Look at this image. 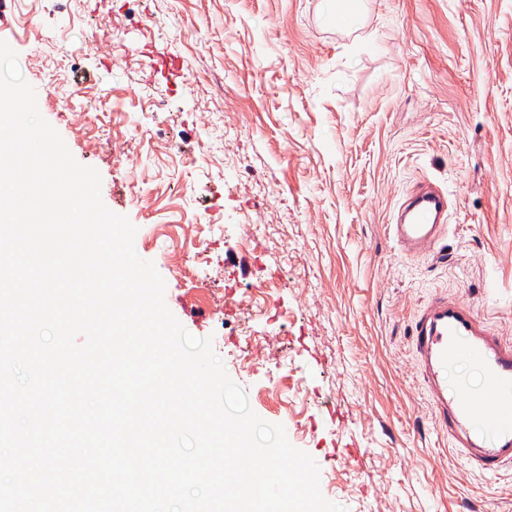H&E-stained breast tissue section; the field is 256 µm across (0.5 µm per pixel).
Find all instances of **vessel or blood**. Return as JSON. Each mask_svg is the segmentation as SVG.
I'll use <instances>...</instances> for the list:
<instances>
[{"label": "vessel or blood", "instance_id": "vessel-or-blood-1", "mask_svg": "<svg viewBox=\"0 0 512 512\" xmlns=\"http://www.w3.org/2000/svg\"><path fill=\"white\" fill-rule=\"evenodd\" d=\"M448 198L421 188L402 203L393 237L402 251L440 255ZM417 357L427 375L432 406L459 455L483 473L512 463V345L486 335L473 311L439 301L413 329ZM468 358L484 375L485 389H449L448 365Z\"/></svg>", "mask_w": 512, "mask_h": 512}]
</instances>
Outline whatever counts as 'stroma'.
Masks as SVG:
<instances>
[{"label": "stroma", "mask_w": 512, "mask_h": 512, "mask_svg": "<svg viewBox=\"0 0 512 512\" xmlns=\"http://www.w3.org/2000/svg\"><path fill=\"white\" fill-rule=\"evenodd\" d=\"M363 4L342 26L322 0H14L0 40L98 170L104 204L136 226L170 311L315 459L325 498L512 512V464L485 475L455 454L412 338L448 300L512 344V0ZM50 82L59 100L42 95ZM72 96L106 129L62 117ZM124 148L142 156L138 196ZM425 184L448 194L442 259L389 233ZM200 238L203 261L177 273ZM275 279L259 311L250 295ZM250 336L271 339L251 367Z\"/></svg>", "instance_id": "obj_1"}]
</instances>
